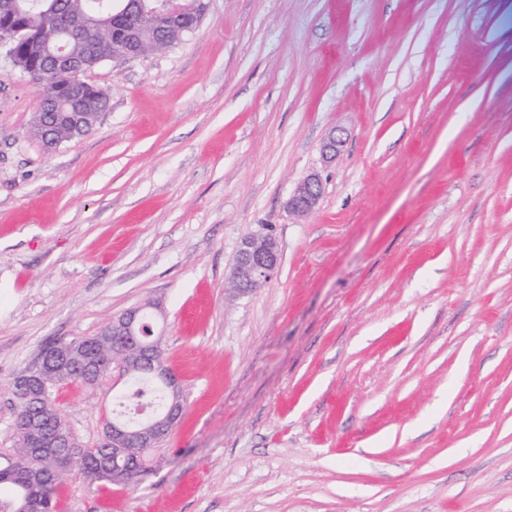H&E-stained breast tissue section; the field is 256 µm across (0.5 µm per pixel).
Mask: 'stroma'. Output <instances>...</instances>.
I'll list each match as a JSON object with an SVG mask.
<instances>
[{
    "instance_id": "35a3bbf8",
    "label": "stroma",
    "mask_w": 512,
    "mask_h": 512,
    "mask_svg": "<svg viewBox=\"0 0 512 512\" xmlns=\"http://www.w3.org/2000/svg\"><path fill=\"white\" fill-rule=\"evenodd\" d=\"M205 3L50 152L0 47V457L44 345L151 303L182 418L59 512H512V0ZM252 233L280 269L238 294ZM125 386L58 389L81 446ZM321 196V183L317 177H310L303 182L298 192L288 201V207L295 213L312 210Z\"/></svg>"
}]
</instances>
